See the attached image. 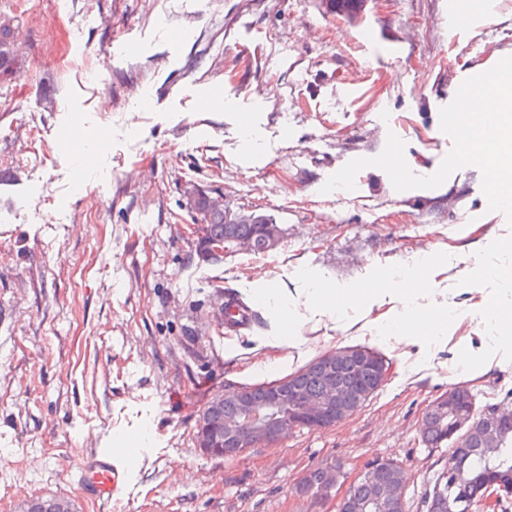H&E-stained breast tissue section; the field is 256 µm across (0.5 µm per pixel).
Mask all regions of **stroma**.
Returning <instances> with one entry per match:
<instances>
[{
  "label": "stroma",
  "mask_w": 512,
  "mask_h": 512,
  "mask_svg": "<svg viewBox=\"0 0 512 512\" xmlns=\"http://www.w3.org/2000/svg\"><path fill=\"white\" fill-rule=\"evenodd\" d=\"M473 2L364 0L353 17L325 0H0L25 47L0 79V512L36 495L75 512H336L380 458L406 474V512H426L448 458L422 440L430 405L457 386L480 407L512 400V330L480 309L492 296L512 317V226L473 165L428 193L377 167L322 187L391 134L415 175L437 172L453 146L441 109L512 49V0L494 22ZM94 129L106 142L75 165L71 137ZM194 188L272 216L283 244L202 261ZM412 270L414 304L454 315L446 334L399 326ZM316 282L347 296L317 308ZM233 296L253 310L234 332ZM354 345L391 366L350 417L238 457L200 451L197 420L226 389ZM94 444L128 471L109 501L78 480ZM336 463L337 485L299 492Z\"/></svg>",
  "instance_id": "obj_1"
}]
</instances>
